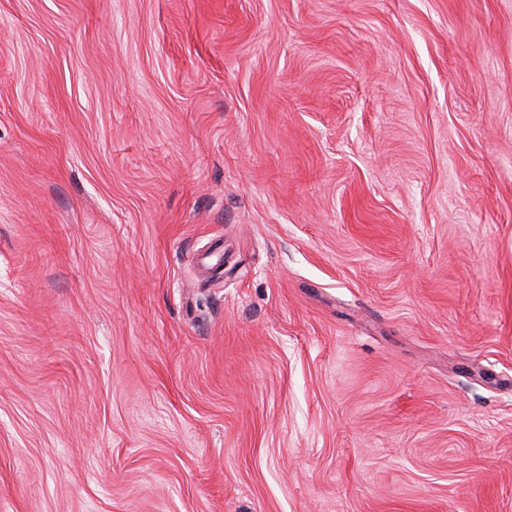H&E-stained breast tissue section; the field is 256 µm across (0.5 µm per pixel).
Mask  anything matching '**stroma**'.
I'll use <instances>...</instances> for the list:
<instances>
[{
    "label": "stroma",
    "instance_id": "obj_1",
    "mask_svg": "<svg viewBox=\"0 0 512 512\" xmlns=\"http://www.w3.org/2000/svg\"><path fill=\"white\" fill-rule=\"evenodd\" d=\"M0 512H512V0H0Z\"/></svg>",
    "mask_w": 512,
    "mask_h": 512
}]
</instances>
